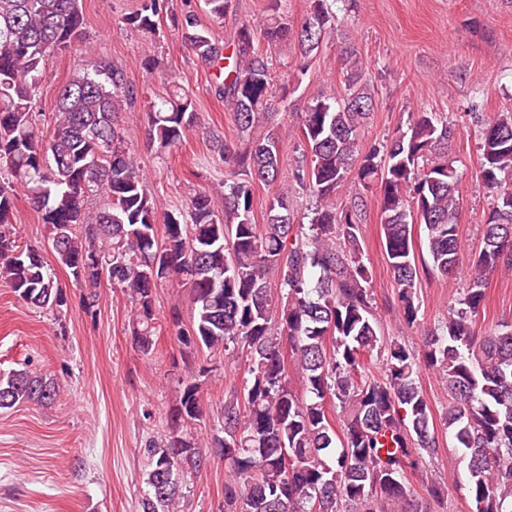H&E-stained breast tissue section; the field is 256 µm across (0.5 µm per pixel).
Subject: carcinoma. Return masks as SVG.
I'll return each instance as SVG.
<instances>
[{"mask_svg": "<svg viewBox=\"0 0 512 512\" xmlns=\"http://www.w3.org/2000/svg\"><path fill=\"white\" fill-rule=\"evenodd\" d=\"M310 2L296 24L288 0H268L260 33L242 22L229 49L194 13L171 15L172 27L213 73L240 139L220 148L230 166L222 207L200 186L185 210L164 213L160 230L159 203L117 124L119 112L137 101L122 71L87 46L58 92L51 130L36 111L46 62L83 39L81 0H0V175L10 177L0 181V282L36 308L66 305L40 251L11 237L18 184L75 285L97 288L105 280L128 297L141 352L155 345L158 286L189 289V319L175 310L167 323L181 354L247 365L242 386L224 395L211 437L224 460V512H388L392 505L435 512L441 483L424 478L428 499L413 508L405 476L439 450L418 380L422 367L448 385L444 426L456 440L474 512H512V324L486 336L473 329L487 275L512 267V113L482 123L480 179L494 204L459 306L427 330L421 351L383 343L360 241L365 199L357 193L342 205L337 195L350 181L376 191L394 303L407 323H418L413 225L421 226L433 273L453 275L462 264L459 176L448 157L456 128L447 113L423 109L390 139L364 147L358 130L375 99L364 57L346 44L338 56L341 93L321 94L300 113L307 158L294 179L315 204L308 224L298 221L280 182L284 136L276 122L297 84L285 73L274 87L259 40L269 48L293 45L305 74L339 23L338 0ZM166 5L141 0L123 23L154 36ZM204 7L221 24L234 0H204ZM146 118L149 143L165 154L183 144L197 113L190 94L166 80ZM258 126L267 131L254 138ZM257 183L275 187L262 224L254 218ZM91 195L100 201L93 213L85 210ZM374 358L382 362L380 377L369 374ZM207 374L203 366L199 378L182 383L169 434L145 449L141 512H178L185 476L208 465L188 431L205 417ZM55 396L56 384L42 376L0 370V409ZM333 413L342 422L339 433Z\"/></svg>", "mask_w": 512, "mask_h": 512, "instance_id": "carcinoma-1", "label": "carcinoma"}]
</instances>
